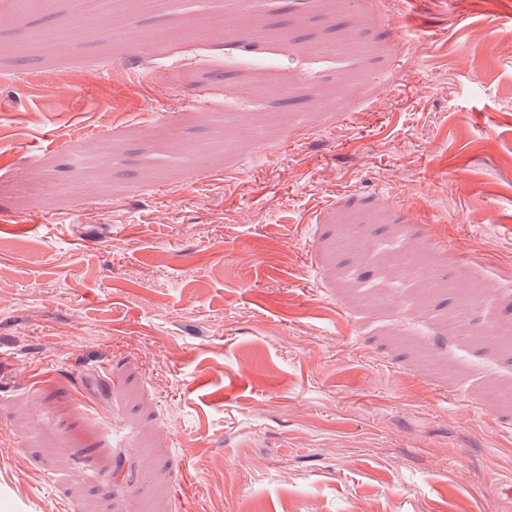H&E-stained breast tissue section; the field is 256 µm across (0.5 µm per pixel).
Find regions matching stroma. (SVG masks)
<instances>
[{"instance_id": "obj_1", "label": "stroma", "mask_w": 512, "mask_h": 512, "mask_svg": "<svg viewBox=\"0 0 512 512\" xmlns=\"http://www.w3.org/2000/svg\"><path fill=\"white\" fill-rule=\"evenodd\" d=\"M274 6L0 0V512H512V0Z\"/></svg>"}]
</instances>
